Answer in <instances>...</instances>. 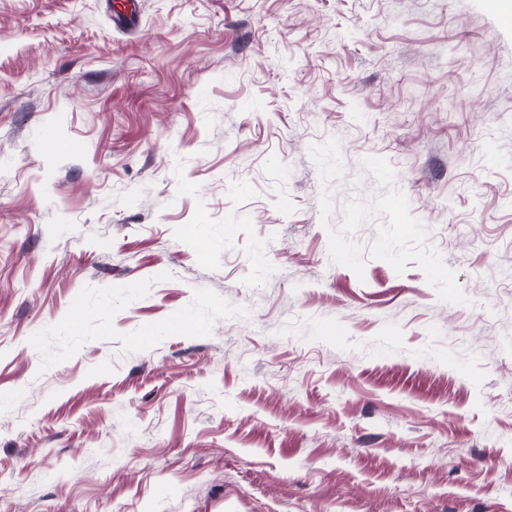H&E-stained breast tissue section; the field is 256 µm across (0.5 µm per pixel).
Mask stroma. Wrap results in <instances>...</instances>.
I'll use <instances>...</instances> for the list:
<instances>
[{
    "label": "stroma",
    "mask_w": 512,
    "mask_h": 512,
    "mask_svg": "<svg viewBox=\"0 0 512 512\" xmlns=\"http://www.w3.org/2000/svg\"><path fill=\"white\" fill-rule=\"evenodd\" d=\"M0 0V512H512V19Z\"/></svg>",
    "instance_id": "1"
}]
</instances>
